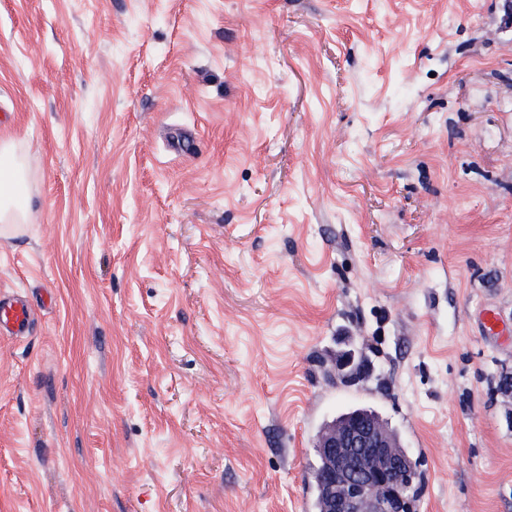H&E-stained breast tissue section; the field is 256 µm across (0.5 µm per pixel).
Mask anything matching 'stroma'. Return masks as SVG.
Instances as JSON below:
<instances>
[{
  "instance_id": "35a3bbf8",
  "label": "stroma",
  "mask_w": 512,
  "mask_h": 512,
  "mask_svg": "<svg viewBox=\"0 0 512 512\" xmlns=\"http://www.w3.org/2000/svg\"><path fill=\"white\" fill-rule=\"evenodd\" d=\"M4 142L0 512H313L351 406L512 512V0H0ZM26 171L11 144L0 146V223L19 224L27 212L18 205V190L25 183ZM30 322L28 308L20 301L4 297L0 294V330L7 327L15 336L25 334ZM336 372L341 375L346 383H352L363 377L366 372V365L361 361H356L351 352H346L336 358Z\"/></svg>"
}]
</instances>
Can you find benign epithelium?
Instances as JSON below:
<instances>
[{"mask_svg": "<svg viewBox=\"0 0 512 512\" xmlns=\"http://www.w3.org/2000/svg\"><path fill=\"white\" fill-rule=\"evenodd\" d=\"M335 368L347 383L366 372L351 352L339 355ZM316 447L324 461L317 478L323 512H402L408 493L404 477L414 461L382 423L346 418L327 426Z\"/></svg>", "mask_w": 512, "mask_h": 512, "instance_id": "obj_1", "label": "benign epithelium"}]
</instances>
